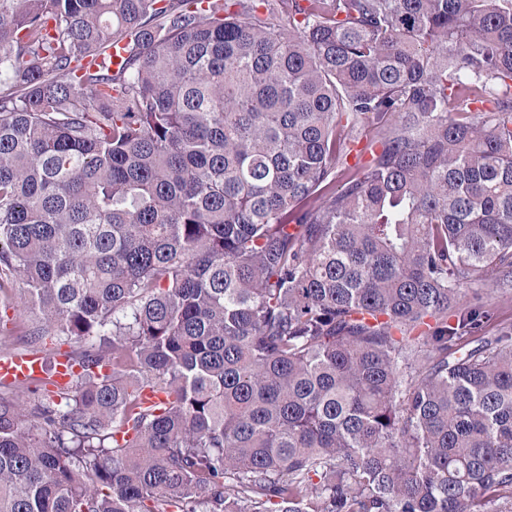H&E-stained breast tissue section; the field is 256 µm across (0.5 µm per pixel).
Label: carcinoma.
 <instances>
[{
    "mask_svg": "<svg viewBox=\"0 0 512 512\" xmlns=\"http://www.w3.org/2000/svg\"><path fill=\"white\" fill-rule=\"evenodd\" d=\"M501 87L512 0H0V290L80 367L0 383V512H512ZM484 289V296L488 295V300L495 306V316L481 332L476 333L478 336L483 335L484 332H492L503 324H512V292L502 295L496 288Z\"/></svg>",
    "mask_w": 512,
    "mask_h": 512,
    "instance_id": "obj_1",
    "label": "carcinoma"
}]
</instances>
